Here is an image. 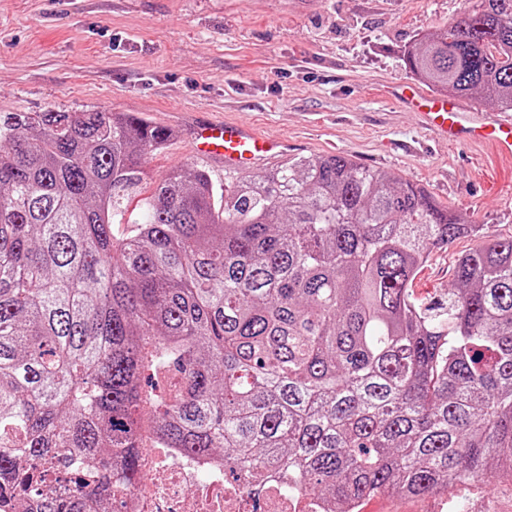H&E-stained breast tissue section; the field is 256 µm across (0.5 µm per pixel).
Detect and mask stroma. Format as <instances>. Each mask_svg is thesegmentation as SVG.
<instances>
[{
	"label": "stroma",
	"instance_id": "stroma-1",
	"mask_svg": "<svg viewBox=\"0 0 512 512\" xmlns=\"http://www.w3.org/2000/svg\"><path fill=\"white\" fill-rule=\"evenodd\" d=\"M469 0H0V113L131 112L170 130L124 202L170 169L199 167V117L244 120L288 140L290 157L340 154L394 172L512 236V157L433 138L392 94L410 80L403 46L460 18ZM477 239L434 248L413 283L447 294ZM362 512H512V486L459 484L428 497L371 495Z\"/></svg>",
	"mask_w": 512,
	"mask_h": 512
}]
</instances>
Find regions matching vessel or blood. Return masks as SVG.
Instances as JSON below:
<instances>
[{"label":"vessel or blood","mask_w":512,"mask_h":512,"mask_svg":"<svg viewBox=\"0 0 512 512\" xmlns=\"http://www.w3.org/2000/svg\"><path fill=\"white\" fill-rule=\"evenodd\" d=\"M396 97L416 113L438 138L452 143H488L512 157V114L482 112L465 106L451 94L429 93L414 84H401ZM195 153L227 171H246L288 150L285 141L260 135L242 122H196L192 127Z\"/></svg>","instance_id":"obj_1"}]
</instances>
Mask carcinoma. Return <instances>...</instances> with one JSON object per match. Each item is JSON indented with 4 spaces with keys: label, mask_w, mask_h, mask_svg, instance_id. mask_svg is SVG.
I'll use <instances>...</instances> for the list:
<instances>
[{
    "label": "carcinoma",
    "mask_w": 512,
    "mask_h": 512,
    "mask_svg": "<svg viewBox=\"0 0 512 512\" xmlns=\"http://www.w3.org/2000/svg\"><path fill=\"white\" fill-rule=\"evenodd\" d=\"M406 70L512 110V0H475ZM169 130L128 112L0 113V512H111L156 446L322 499L512 481V236L414 297L433 248L482 237L425 190L330 154L217 186L175 168L123 200ZM176 380L147 396V370Z\"/></svg>",
    "instance_id": "cac0c4a2"
}]
</instances>
